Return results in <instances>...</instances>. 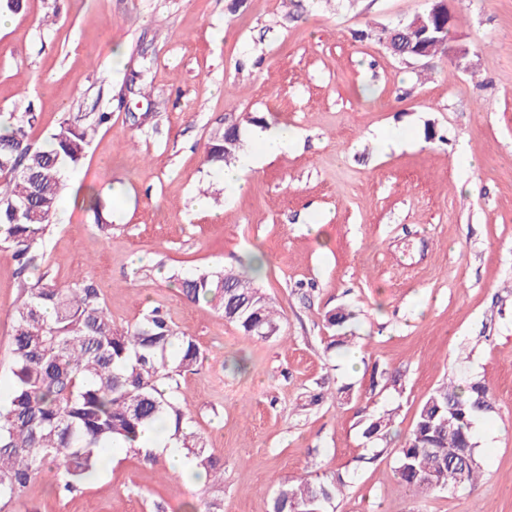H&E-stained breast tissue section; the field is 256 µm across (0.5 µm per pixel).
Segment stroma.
I'll return each instance as SVG.
<instances>
[{
  "label": "stroma",
  "instance_id": "35a3bbf8",
  "mask_svg": "<svg viewBox=\"0 0 512 512\" xmlns=\"http://www.w3.org/2000/svg\"><path fill=\"white\" fill-rule=\"evenodd\" d=\"M425 0H25L0 12V113L33 111L46 142L98 112L110 124L67 170L37 272L92 277L115 324L162 306L204 360L177 389L224 460L223 512H271L278 484L345 485L329 512H512V0H455L451 47L394 57L357 41ZM141 72L150 96L130 90ZM285 124L288 151L227 193L205 148L244 115ZM395 132L399 148L381 149ZM113 197L112 233L80 200ZM280 332L245 336L182 281L251 256ZM19 280L0 251V389L11 380ZM348 308V348L327 316ZM485 384L477 486L414 492L395 452L443 382ZM322 401H314V394ZM392 413L378 444L363 422ZM202 489L119 452L77 495L35 480L13 512H184Z\"/></svg>",
  "mask_w": 512,
  "mask_h": 512
}]
</instances>
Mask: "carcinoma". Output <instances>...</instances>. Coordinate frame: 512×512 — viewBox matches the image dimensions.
I'll use <instances>...</instances> for the list:
<instances>
[{
	"mask_svg": "<svg viewBox=\"0 0 512 512\" xmlns=\"http://www.w3.org/2000/svg\"><path fill=\"white\" fill-rule=\"evenodd\" d=\"M401 28H382L378 39L392 40L402 60L414 59ZM36 115L9 116L0 135V248L11 252L20 277V297L13 308L12 385L0 402V512L19 500L29 484L49 476L65 492L82 491L112 450L129 444L126 453L146 464L156 456L132 446L140 429L162 426L196 467L207 487L224 480V463L210 453L191 425L193 417L176 396L178 380L197 370L203 354L195 339L177 327L159 306L140 320L118 327L107 311L103 293L91 278L59 286L42 274L30 282L26 273L43 259V238L57 212L65 172L82 165L94 133L111 121L101 112L90 122H62L43 144L29 129ZM224 124L210 138L206 161L220 165L241 148L242 123ZM98 231L112 232L104 214L110 202L97 193L86 200ZM182 294L204 301L246 336L255 326L279 332L272 299L254 277L233 268L204 272L182 282ZM354 314L339 309L327 318L336 333L329 347L348 345ZM494 412L480 382L443 385L419 407L413 428L396 449V472L410 490H447L478 484L482 465L473 421ZM391 414L369 418L363 437L379 439L391 425ZM345 486L332 481L302 480L278 486L272 512H325Z\"/></svg>",
	"mask_w": 512,
	"mask_h": 512,
	"instance_id": "obj_1",
	"label": "carcinoma"
}]
</instances>
